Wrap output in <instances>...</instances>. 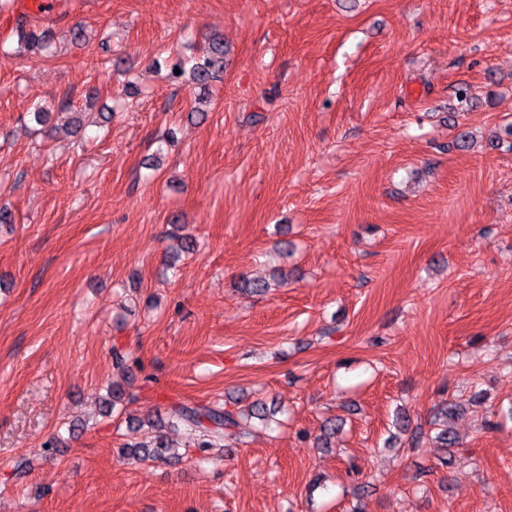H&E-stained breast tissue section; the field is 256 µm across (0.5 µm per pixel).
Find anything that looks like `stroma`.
<instances>
[{
    "label": "stroma",
    "mask_w": 512,
    "mask_h": 512,
    "mask_svg": "<svg viewBox=\"0 0 512 512\" xmlns=\"http://www.w3.org/2000/svg\"><path fill=\"white\" fill-rule=\"evenodd\" d=\"M27 21L56 51L0 54V512H512V0H54ZM216 34L221 81L167 79ZM106 35L128 77L100 67ZM89 91L112 118L84 140L30 123ZM180 228L197 249L174 263ZM279 266L287 285L245 291ZM122 380L124 414L70 431ZM237 398L280 427L120 458L172 404ZM455 414V404L448 402V406L440 411L438 416L439 426H441L436 439L440 448H454L459 445L458 437L449 426Z\"/></svg>",
    "instance_id": "obj_1"
}]
</instances>
